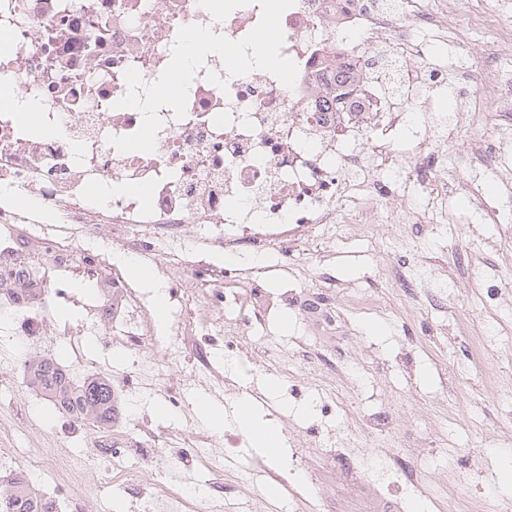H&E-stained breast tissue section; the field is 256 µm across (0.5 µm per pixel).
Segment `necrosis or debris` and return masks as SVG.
<instances>
[{
  "label": "necrosis or debris",
  "mask_w": 512,
  "mask_h": 512,
  "mask_svg": "<svg viewBox=\"0 0 512 512\" xmlns=\"http://www.w3.org/2000/svg\"><path fill=\"white\" fill-rule=\"evenodd\" d=\"M0 0V75L38 110V128L0 106V347L38 348L62 335L56 310L77 288L93 290L83 327L125 351L133 378L169 371L147 350L179 336L209 351L240 336L249 311L268 323L296 301L269 290L253 248L287 261L322 224H343L344 201L378 210L384 178L417 182L405 211L426 214L443 190L433 135L457 122L401 132L411 109L444 87L512 112V67L495 46L474 52L447 0ZM274 29L287 70H237ZM218 42L192 58L175 106L158 93L187 33ZM155 263L171 318L159 322L124 277L119 257ZM36 294H28L29 285ZM49 448L0 447V470L47 490L49 512H83L76 485L116 489L123 512H223L224 470L207 490L170 485L151 431L109 435L96 455L75 452L82 426L31 422ZM154 471L143 483L140 465Z\"/></svg>",
  "instance_id": "1"
}]
</instances>
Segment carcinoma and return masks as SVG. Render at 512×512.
Masks as SVG:
<instances>
[{
	"mask_svg": "<svg viewBox=\"0 0 512 512\" xmlns=\"http://www.w3.org/2000/svg\"><path fill=\"white\" fill-rule=\"evenodd\" d=\"M30 385L55 398L69 413L108 430L116 421L117 409L110 383L93 379L73 387L68 374L52 357L36 358L27 368ZM0 512H41V499L24 477L0 484Z\"/></svg>",
	"mask_w": 512,
	"mask_h": 512,
	"instance_id": "cac0c4a2",
	"label": "carcinoma"
}]
</instances>
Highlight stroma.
I'll use <instances>...</instances> for the list:
<instances>
[{"label": "stroma", "instance_id": "35a3bbf8", "mask_svg": "<svg viewBox=\"0 0 512 512\" xmlns=\"http://www.w3.org/2000/svg\"><path fill=\"white\" fill-rule=\"evenodd\" d=\"M437 150L450 175L446 207L431 223L391 224L376 238L366 224H330L328 242H313L307 254L266 272L273 286L320 293L343 308L341 319L316 322L295 306L283 320L253 325L218 354L219 384L193 376L187 339L155 348L171 379L157 393L118 402L113 431H203L202 396L223 406L233 430L234 405L249 396L290 450L303 452L310 479L296 501L280 482L283 466L245 478L262 455L241 441L224 470V512H307L319 491L321 512H412L421 490L427 512H437L449 474L460 472L467 494L485 507L512 499V482L503 478L512 424L500 416L512 409V223H486L481 209L487 199L512 213V175L474 177L479 161L467 134ZM371 324L381 335L367 334ZM310 341L346 369L305 363L301 345ZM267 350L279 366L265 364ZM181 393L188 408L164 415L167 395ZM372 416L384 418L385 428H363ZM395 449L416 469L419 490L388 489L367 470L368 461Z\"/></svg>", "mask_w": 512, "mask_h": 512}]
</instances>
